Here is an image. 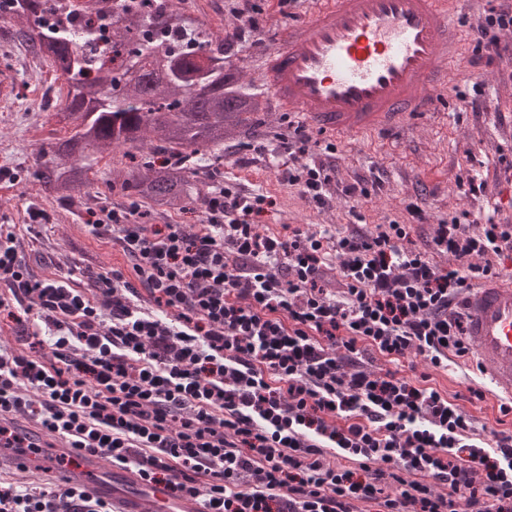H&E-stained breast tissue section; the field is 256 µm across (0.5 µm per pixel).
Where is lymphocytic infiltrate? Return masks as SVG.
<instances>
[{"instance_id":"obj_1","label":"lymphocytic infiltrate","mask_w":512,"mask_h":512,"mask_svg":"<svg viewBox=\"0 0 512 512\" xmlns=\"http://www.w3.org/2000/svg\"><path fill=\"white\" fill-rule=\"evenodd\" d=\"M487 4L474 66L512 56V0ZM224 10L226 49L264 42L260 0ZM283 180L328 206L329 166ZM266 202L215 180L195 232L141 223L133 202L101 209L94 230L131 266L85 282L36 277L0 224V315H33L21 348H0V442L23 447L13 417L36 419L204 512H512V431L481 446L460 405L370 367L467 360L458 300L512 252V224L443 221L423 251L406 224L265 235ZM0 512L110 509L82 488L0 485Z\"/></svg>"}]
</instances>
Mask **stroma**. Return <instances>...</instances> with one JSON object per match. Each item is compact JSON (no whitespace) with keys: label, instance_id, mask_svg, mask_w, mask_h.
I'll return each instance as SVG.
<instances>
[{"label":"stroma","instance_id":"stroma-1","mask_svg":"<svg viewBox=\"0 0 512 512\" xmlns=\"http://www.w3.org/2000/svg\"><path fill=\"white\" fill-rule=\"evenodd\" d=\"M261 6L268 32L264 47L247 45L237 53L246 73L244 86L256 93L261 90L256 62L290 23L279 0H261ZM18 28L16 21L0 19V75H8L12 83L9 98L0 99V221L18 226V246L37 276L51 278L71 268L96 271L124 264L111 237H98L90 228L99 207L124 202L110 187L113 166L124 161L121 153L98 155L90 172L91 193L80 200H54L31 176L39 146L68 134L55 117L66 83L16 40ZM476 82L482 84L483 94L475 110L457 94L471 92ZM448 84L439 116L415 114L403 130L337 143L335 156L323 150L328 137L314 133V147L295 163L332 162L331 200L325 208L305 205L264 159L245 167L228 160L221 172L243 193L267 196L266 210L256 219L264 234L285 236L295 228L319 224L344 234L361 225L395 221L411 225V239L420 248L433 224L455 216L481 224L494 212L499 219L512 221V180H506L504 173L506 162L512 161V59L476 67L461 62ZM376 175L384 186L371 199L358 203L346 194L355 180ZM470 176L486 181L485 194H468L465 181ZM414 205L419 214L411 213ZM393 370L413 379L429 373L433 385L451 395L466 394L470 384L466 369L452 365L431 371L422 357L413 354Z\"/></svg>","mask_w":512,"mask_h":512}]
</instances>
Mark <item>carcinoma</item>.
I'll return each instance as SVG.
<instances>
[{"label":"carcinoma","instance_id":"obj_1","mask_svg":"<svg viewBox=\"0 0 512 512\" xmlns=\"http://www.w3.org/2000/svg\"><path fill=\"white\" fill-rule=\"evenodd\" d=\"M48 2L0 0V18L19 20L21 39L68 88L56 116L72 134L39 148L33 177L54 198L71 201L91 184L93 155L122 148L137 164L112 172V189L136 203L185 210L192 194H201L191 182L201 163L262 125L263 101L240 84L241 66L229 59L201 74V59L224 58V36L196 24L178 0H60L65 20L52 22ZM107 23L109 64L94 42L78 36ZM129 47L140 48L147 63L130 61ZM117 71L127 76L118 93ZM172 155L188 161L169 165Z\"/></svg>","mask_w":512,"mask_h":512}]
</instances>
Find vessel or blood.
<instances>
[{
    "instance_id": "1",
    "label": "vessel or blood",
    "mask_w": 512,
    "mask_h": 512,
    "mask_svg": "<svg viewBox=\"0 0 512 512\" xmlns=\"http://www.w3.org/2000/svg\"><path fill=\"white\" fill-rule=\"evenodd\" d=\"M298 25L259 61L261 86L281 111L347 139L435 111L458 56L454 0H309ZM466 339L491 396L512 400V281L484 280L464 295ZM29 447L0 445V470L51 475L81 486L112 512H148L164 501L131 467L104 468L99 454L29 430Z\"/></svg>"
}]
</instances>
